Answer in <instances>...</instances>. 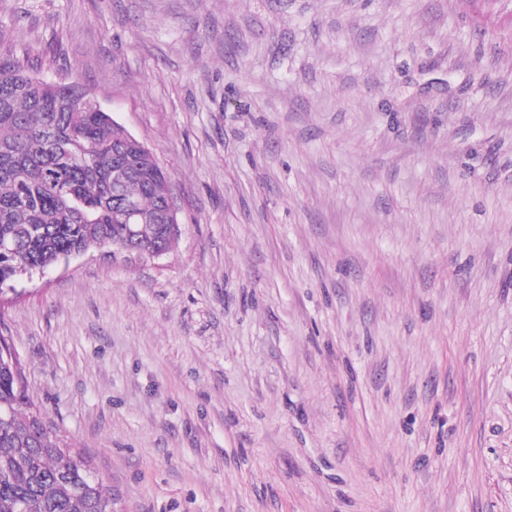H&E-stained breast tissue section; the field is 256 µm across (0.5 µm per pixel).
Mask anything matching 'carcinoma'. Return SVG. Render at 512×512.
<instances>
[{
    "label": "carcinoma",
    "instance_id": "carcinoma-1",
    "mask_svg": "<svg viewBox=\"0 0 512 512\" xmlns=\"http://www.w3.org/2000/svg\"><path fill=\"white\" fill-rule=\"evenodd\" d=\"M78 82H52L0 55V291L62 257L123 243L170 251V180L153 154ZM0 350V512H112L106 487L50 439Z\"/></svg>",
    "mask_w": 512,
    "mask_h": 512
}]
</instances>
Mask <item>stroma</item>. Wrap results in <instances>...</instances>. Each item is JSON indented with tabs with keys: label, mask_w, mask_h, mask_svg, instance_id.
I'll list each match as a JSON object with an SVG mask.
<instances>
[{
	"label": "stroma",
	"mask_w": 512,
	"mask_h": 512,
	"mask_svg": "<svg viewBox=\"0 0 512 512\" xmlns=\"http://www.w3.org/2000/svg\"><path fill=\"white\" fill-rule=\"evenodd\" d=\"M167 170L157 259L0 290L118 512H512V0H0Z\"/></svg>",
	"instance_id": "1"
}]
</instances>
